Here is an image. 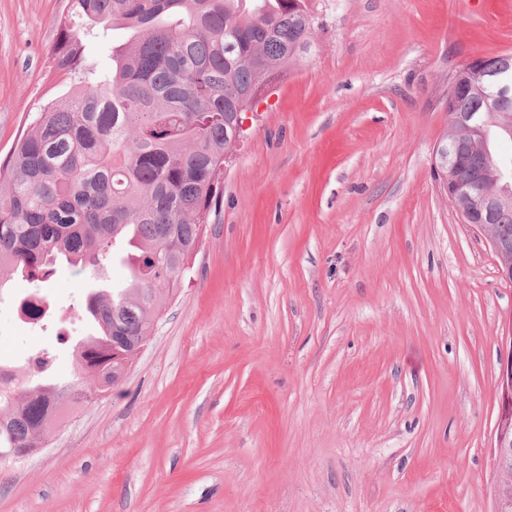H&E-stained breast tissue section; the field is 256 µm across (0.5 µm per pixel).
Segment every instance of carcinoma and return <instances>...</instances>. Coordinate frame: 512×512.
I'll return each instance as SVG.
<instances>
[{
	"label": "carcinoma",
	"instance_id": "1",
	"mask_svg": "<svg viewBox=\"0 0 512 512\" xmlns=\"http://www.w3.org/2000/svg\"><path fill=\"white\" fill-rule=\"evenodd\" d=\"M116 24L129 36L103 72L82 37ZM314 27L310 0H75L74 19L58 22L52 68L74 88L34 113L0 159V292L14 274L49 279L60 260L95 266L118 240L135 275L119 296L88 294L98 335L76 347L74 385L23 391L0 371V463L12 448L40 447L63 402L89 403L73 387L98 396L138 355L222 197L236 114L311 51ZM493 94V78L470 68L450 110L489 131L451 125L443 143L463 142L460 176L486 173L476 190L512 241V203L494 199L489 176L512 100L491 117Z\"/></svg>",
	"mask_w": 512,
	"mask_h": 512
}]
</instances>
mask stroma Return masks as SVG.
<instances>
[{
    "mask_svg": "<svg viewBox=\"0 0 512 512\" xmlns=\"http://www.w3.org/2000/svg\"><path fill=\"white\" fill-rule=\"evenodd\" d=\"M182 289L122 381L0 467V512H493L512 283L435 176L448 81L512 53V0H313ZM72 0H0V158L46 102ZM92 270L15 275L0 365L72 383ZM52 306L37 324L18 302Z\"/></svg>",
    "mask_w": 512,
    "mask_h": 512,
    "instance_id": "1",
    "label": "stroma"
}]
</instances>
